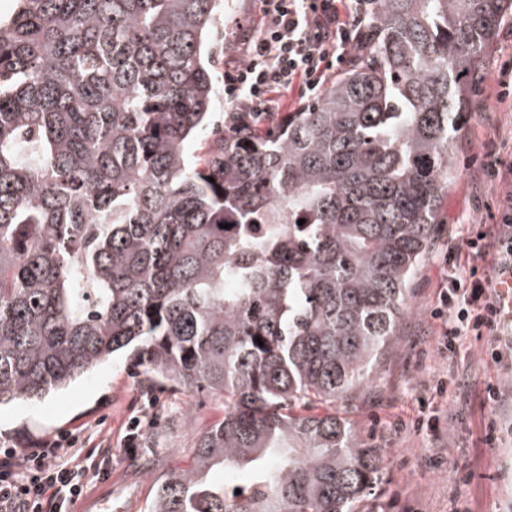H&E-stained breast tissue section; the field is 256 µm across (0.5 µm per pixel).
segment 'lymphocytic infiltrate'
<instances>
[{
	"mask_svg": "<svg viewBox=\"0 0 512 512\" xmlns=\"http://www.w3.org/2000/svg\"><path fill=\"white\" fill-rule=\"evenodd\" d=\"M263 25L244 33L241 59L224 70V100L235 112H276L281 96L315 97L331 72L364 51L368 0H261ZM477 168L501 193L498 221L474 224L452 243L467 269L450 268L431 309L440 321L438 351L455 355L464 337L490 336L491 358L512 357V306L494 287L512 274V161L488 148ZM79 436L62 432L27 451L0 448V512H69L91 481L89 468L65 464Z\"/></svg>",
	"mask_w": 512,
	"mask_h": 512,
	"instance_id": "f902f5d3",
	"label": "lymphocytic infiltrate"
}]
</instances>
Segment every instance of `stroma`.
Segmentation results:
<instances>
[{
  "instance_id": "stroma-1",
  "label": "stroma",
  "mask_w": 512,
  "mask_h": 512,
  "mask_svg": "<svg viewBox=\"0 0 512 512\" xmlns=\"http://www.w3.org/2000/svg\"><path fill=\"white\" fill-rule=\"evenodd\" d=\"M261 0H224V15L211 33L209 52L214 76V106L224 113V63L239 56L241 26L258 28ZM512 54V22L503 21L488 50V64L468 96L466 124L452 147L453 168L437 205V225L412 276L408 310L398 327V350L385 359L379 380L348 417L358 430L384 450L378 494L363 512H512V437L484 442V423L494 415L512 424V360H485V338L467 337L454 360L436 352L439 321L430 316L434 296L448 279V230L465 232L471 224L493 221L499 192L477 184L471 158L483 142H494L502 158L512 157V105L496 99L503 56ZM448 375L446 396L433 397L430 386ZM500 385L494 410L480 404L485 384ZM439 417V434L397 429L412 422L421 402ZM224 417V403L206 392L185 393L170 387L147 389L125 357L112 358L64 392L39 401L16 400L0 409V446L35 448L63 431L80 435L82 447L69 462L87 455L104 457L106 478L92 480L74 512H146L156 478L138 458L160 460L163 470L190 464L201 435ZM139 419L136 440H128V423ZM454 445L442 470L431 469L433 450Z\"/></svg>"
}]
</instances>
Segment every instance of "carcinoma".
<instances>
[{"instance_id": "1", "label": "carcinoma", "mask_w": 512, "mask_h": 512, "mask_svg": "<svg viewBox=\"0 0 512 512\" xmlns=\"http://www.w3.org/2000/svg\"><path fill=\"white\" fill-rule=\"evenodd\" d=\"M220 14L17 0L0 17V406L126 353L149 382L224 401L147 512H361L381 449L336 404L397 348L512 0H375L365 53L321 97L224 113L195 164ZM224 470L247 474L240 493Z\"/></svg>"}]
</instances>
